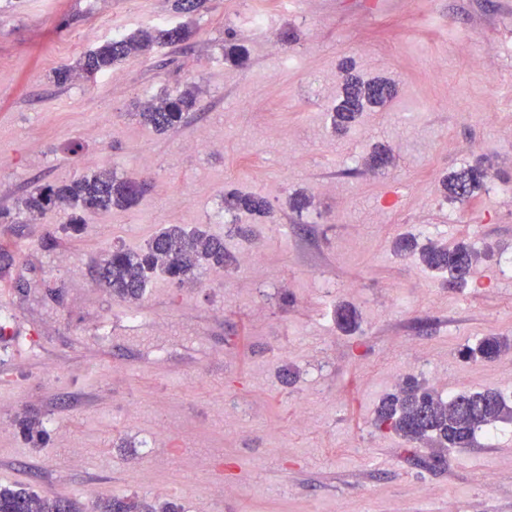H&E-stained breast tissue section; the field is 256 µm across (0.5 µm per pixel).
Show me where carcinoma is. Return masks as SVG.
Returning <instances> with one entry per match:
<instances>
[{"mask_svg":"<svg viewBox=\"0 0 512 512\" xmlns=\"http://www.w3.org/2000/svg\"><path fill=\"white\" fill-rule=\"evenodd\" d=\"M193 37L186 24L158 25L131 36L111 39L82 55L73 67L54 71V80L64 84L75 77L94 81L113 66L130 56H148L158 46H179ZM382 80L362 82L356 78L344 81L343 96L336 105L333 119L346 125L356 120L364 104L381 106L384 99L377 91ZM198 106V90L192 83L175 95L149 99L135 113L139 121L158 133H166L184 123ZM490 177L487 169L469 167L448 175L444 188L446 198L464 204L482 189ZM145 181L125 179L104 168L82 175L61 185L36 187L14 212L0 211V224H27L30 218L52 208L67 211L64 228L73 231L87 218L114 208L135 206L148 191ZM224 213L235 218L240 213L265 217L271 214L269 202L251 192H232L224 197ZM394 252L401 257H414L426 268L448 275V285L467 281L479 254L467 243L452 247L434 241L420 246L412 235L396 240ZM233 258L224 247V239L200 227L186 229L178 224L162 227L138 249L116 247L97 266V286L125 301L136 303L146 291L151 276L159 271L172 283L182 286L198 280L206 266L229 270ZM336 324L346 333L359 327V314L349 302L336 305ZM512 349V342L491 334L463 349V356L475 363L490 362ZM376 422L389 424L406 441L432 444L439 448H472L478 433L492 432L502 423H512V399L502 391L486 389L443 397L439 392L415 378L408 379L399 392L386 397L377 409ZM0 512H84L69 497H41L25 489L0 487ZM95 512H155L153 505L125 497L110 496L99 500Z\"/></svg>","mask_w":512,"mask_h":512,"instance_id":"carcinoma-1","label":"carcinoma"}]
</instances>
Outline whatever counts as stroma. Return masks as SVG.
I'll use <instances>...</instances> for the list:
<instances>
[{
  "instance_id": "stroma-1",
  "label": "stroma",
  "mask_w": 512,
  "mask_h": 512,
  "mask_svg": "<svg viewBox=\"0 0 512 512\" xmlns=\"http://www.w3.org/2000/svg\"><path fill=\"white\" fill-rule=\"evenodd\" d=\"M376 2L205 0L187 16L174 0H0V210L102 168L151 184L78 234L58 210L0 225V246L24 249L0 278V487L53 497L65 484L89 507L117 495L175 512H512V424L429 471L418 461L431 447L376 422L410 377L446 396L512 390V360L459 355L490 334L512 339V203L489 187L461 205L442 186L478 162L512 185V0ZM260 11L293 33L303 69L281 67L251 29ZM160 21L196 34L93 82L53 81L113 32ZM228 38L248 49L245 67L225 63ZM348 74L395 93L336 131ZM189 81L200 104L185 123H139L141 103ZM260 122L273 137L256 136ZM201 138L218 149L191 151ZM375 144L392 165L366 166ZM236 190L274 210L251 218L255 241L229 233L224 195ZM298 191L311 200L300 214L287 204ZM169 224L223 237L237 257L258 249L263 263L180 287L153 275L129 320L94 269ZM408 232L470 244L481 259L468 285L396 257ZM341 301L359 309L354 334L336 328ZM31 349L84 361L19 364ZM25 418L43 439L24 435Z\"/></svg>"
}]
</instances>
